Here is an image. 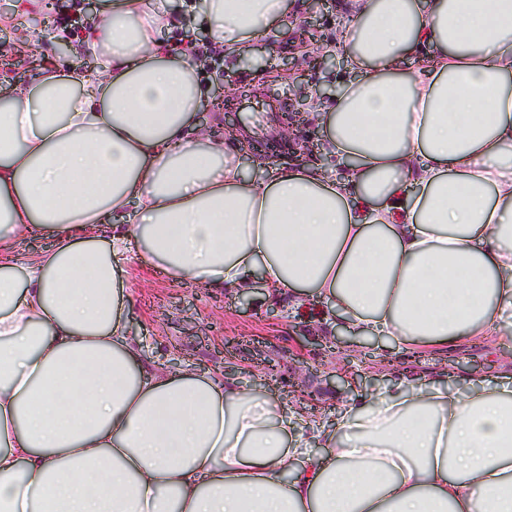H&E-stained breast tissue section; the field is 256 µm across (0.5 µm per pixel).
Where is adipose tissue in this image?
Instances as JSON below:
<instances>
[{
	"label": "adipose tissue",
	"instance_id": "ef3b65f1",
	"mask_svg": "<svg viewBox=\"0 0 512 512\" xmlns=\"http://www.w3.org/2000/svg\"><path fill=\"white\" fill-rule=\"evenodd\" d=\"M243 50L288 0H197ZM150 0H103L79 48L0 107V512H512V383L402 377L314 427L221 372L146 371L114 265L331 301L358 336L451 352L512 310V0H351L358 77L322 111L335 180L245 178L202 133L201 62ZM425 51L417 70L402 60ZM134 211L119 234L110 217Z\"/></svg>",
	"mask_w": 512,
	"mask_h": 512
}]
</instances>
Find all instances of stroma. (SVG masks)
Segmentation results:
<instances>
[{
  "label": "stroma",
  "instance_id": "stroma-1",
  "mask_svg": "<svg viewBox=\"0 0 512 512\" xmlns=\"http://www.w3.org/2000/svg\"><path fill=\"white\" fill-rule=\"evenodd\" d=\"M191 0H164L175 24L162 38L184 48L191 38L206 42L203 21L184 24ZM290 7L269 33L245 50L209 55L200 80L211 94L223 95L224 109L235 115L238 140L231 153L242 171L260 180H273L285 165H307L343 176L345 164L323 151L325 130L311 105L333 104L344 83L355 80L344 47L336 46L340 24L349 17L350 0H323L318 16L320 42L334 45L339 63L322 67L303 59L300 74H283V60L297 54L295 32L307 12V0H288ZM50 12L32 11L26 23L29 51L55 55L61 66H82L86 58L69 42L66 55L56 56L47 32L65 27L70 0H53ZM246 85L251 93H228L229 85ZM307 103L297 135H285L281 117L297 102ZM118 277L124 288L127 327L138 340L148 370L177 373L221 371L246 390L299 406L312 395V407L324 425L335 424L342 412L370 391L394 384L396 375L380 370L383 361H411L417 374L435 376L447 367V381L457 391L471 382L493 380L502 365H512V314L499 321L492 343L451 357L427 351L409 357L387 336H357L323 323L333 309L316 294L285 291L269 298L264 284L253 283L246 292L183 283L177 284L161 266L147 263L139 250L118 256Z\"/></svg>",
  "mask_w": 512,
  "mask_h": 512
}]
</instances>
